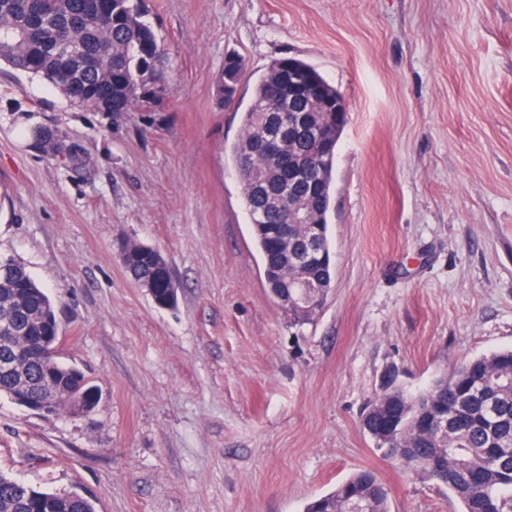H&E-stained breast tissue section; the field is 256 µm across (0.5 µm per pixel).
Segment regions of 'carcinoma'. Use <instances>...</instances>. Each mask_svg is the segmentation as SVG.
I'll use <instances>...</instances> for the list:
<instances>
[{"label":"carcinoma","mask_w":512,"mask_h":512,"mask_svg":"<svg viewBox=\"0 0 512 512\" xmlns=\"http://www.w3.org/2000/svg\"><path fill=\"white\" fill-rule=\"evenodd\" d=\"M0 63L38 77L68 100L96 112L121 103L128 111L167 97L170 62L164 41L149 18L145 0H0ZM246 64L230 54L218 78L226 105L240 111L241 135L230 146L235 174L264 272L288 260L295 273L306 235L274 242V228L294 213L321 225L328 236L337 148L347 119L336 118L334 144L317 137L326 118L344 102L341 93L312 65L296 57L271 61L253 81L249 105L241 108ZM321 97L320 112H304L302 126H287L291 102L309 91ZM286 131L284 150L300 175L267 155L266 131ZM124 268L138 283L155 281L154 298L165 302L173 286L170 268H160L154 248L132 245ZM56 317L52 299L23 265L0 260V325L10 321L27 336H50ZM12 368L0 367V396L25 390L43 398L90 386L69 363L44 358L32 348L11 351ZM363 431L389 459L448 487L460 512H512V348L475 358L418 391L389 386L362 415ZM429 461L437 468L424 467ZM388 488L369 470L354 472L333 490L310 500L303 512H390ZM0 512H94L78 493L35 491L0 472Z\"/></svg>","instance_id":"1"}]
</instances>
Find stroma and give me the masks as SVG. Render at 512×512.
Instances as JSON below:
<instances>
[{"instance_id": "stroma-1", "label": "stroma", "mask_w": 512, "mask_h": 512, "mask_svg": "<svg viewBox=\"0 0 512 512\" xmlns=\"http://www.w3.org/2000/svg\"><path fill=\"white\" fill-rule=\"evenodd\" d=\"M149 6L175 77L156 107L94 112L0 66V257L46 289L99 398L76 417L1 396L0 471L95 512H302L366 469L391 512H459L361 416L388 380L416 389L512 347V0ZM232 53L254 74L303 59L349 109L335 275L301 327L266 285L227 152ZM126 240L165 256L176 308L125 271Z\"/></svg>"}]
</instances>
